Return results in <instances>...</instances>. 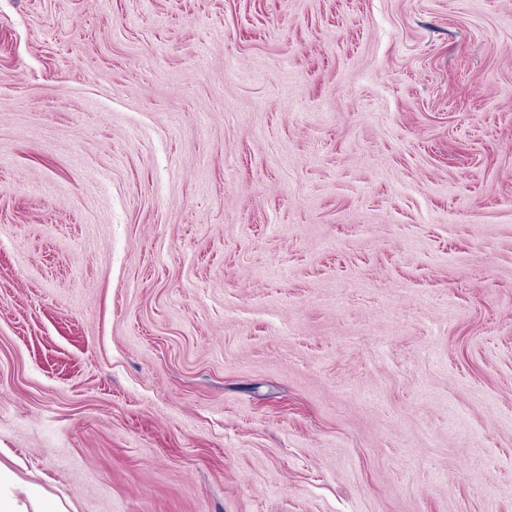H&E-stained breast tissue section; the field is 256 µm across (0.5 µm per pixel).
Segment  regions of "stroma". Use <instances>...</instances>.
Segmentation results:
<instances>
[{"label":"stroma","instance_id":"stroma-1","mask_svg":"<svg viewBox=\"0 0 512 512\" xmlns=\"http://www.w3.org/2000/svg\"><path fill=\"white\" fill-rule=\"evenodd\" d=\"M0 466L512 512V0H0Z\"/></svg>","mask_w":512,"mask_h":512}]
</instances>
